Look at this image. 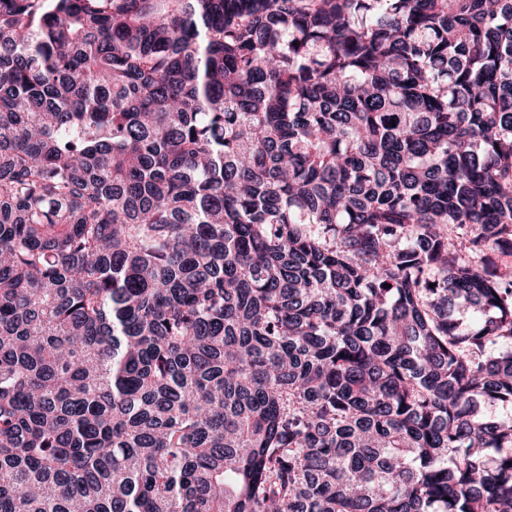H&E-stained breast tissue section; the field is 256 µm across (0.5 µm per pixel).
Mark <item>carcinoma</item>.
Instances as JSON below:
<instances>
[{
  "instance_id": "obj_1",
  "label": "carcinoma",
  "mask_w": 512,
  "mask_h": 512,
  "mask_svg": "<svg viewBox=\"0 0 512 512\" xmlns=\"http://www.w3.org/2000/svg\"><path fill=\"white\" fill-rule=\"evenodd\" d=\"M0 512H512V0H0Z\"/></svg>"
}]
</instances>
